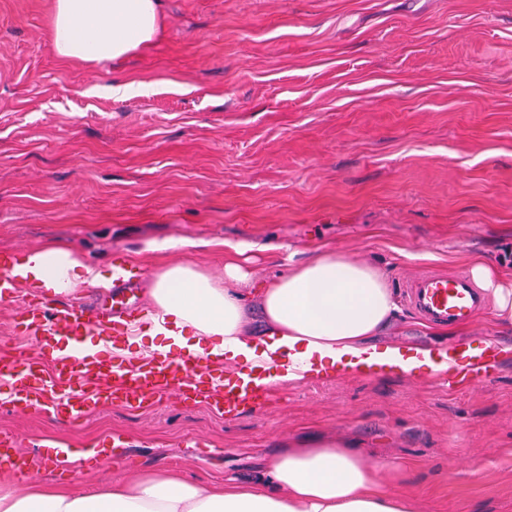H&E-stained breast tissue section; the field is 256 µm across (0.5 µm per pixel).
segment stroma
Wrapping results in <instances>:
<instances>
[{"instance_id": "stroma-1", "label": "stroma", "mask_w": 512, "mask_h": 512, "mask_svg": "<svg viewBox=\"0 0 512 512\" xmlns=\"http://www.w3.org/2000/svg\"><path fill=\"white\" fill-rule=\"evenodd\" d=\"M51 20L52 0H0V251L66 244L104 271L121 255L143 304L169 264L223 276L228 242L258 244L262 281L324 249L394 289L474 257L512 273V0H163L152 47L96 65L60 58ZM485 328L509 350L489 386L329 378L232 418L174 398L73 423L0 404V432L35 456L107 444L93 469L40 472L50 486L254 484L268 457L331 444L408 460L394 489L414 512H512V327L487 310L447 336L403 309L381 339Z\"/></svg>"}]
</instances>
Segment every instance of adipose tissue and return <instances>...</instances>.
<instances>
[{
    "mask_svg": "<svg viewBox=\"0 0 512 512\" xmlns=\"http://www.w3.org/2000/svg\"><path fill=\"white\" fill-rule=\"evenodd\" d=\"M52 38L59 56L88 64L123 59L150 46L161 26L159 0H53ZM248 243L227 245L224 277L175 263L155 276L145 318L149 350L157 340L182 354L208 356L226 367L269 362L258 382L272 386L337 375L358 360L387 358L404 370L434 367L430 350L404 357L378 339L395 320L399 300L385 271L350 254L324 250L289 266L271 282L253 280L242 263ZM15 272L27 287L69 294L82 285L109 286L111 274L63 246L29 251ZM471 276L500 322L512 324V278L491 261H471ZM265 329H251V303ZM401 461L369 464L348 448H292L274 456L268 485L217 492L176 478H145L121 492L75 483L61 493L0 486V512H410L390 475Z\"/></svg>",
    "mask_w": 512,
    "mask_h": 512,
    "instance_id": "1",
    "label": "adipose tissue"
}]
</instances>
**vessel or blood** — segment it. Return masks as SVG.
I'll return each instance as SVG.
<instances>
[{
  "instance_id": "1",
  "label": "vessel or blood",
  "mask_w": 512,
  "mask_h": 512,
  "mask_svg": "<svg viewBox=\"0 0 512 512\" xmlns=\"http://www.w3.org/2000/svg\"><path fill=\"white\" fill-rule=\"evenodd\" d=\"M14 266V255L1 252L0 301L20 302L26 336L33 345L51 353L52 363L47 366L30 358L0 356V387L9 390L12 407L70 422L115 400L138 409L173 397L191 398L224 418L245 410L259 414L272 402L268 388L254 385L257 368L253 365L229 374L202 358L174 357L163 350L139 363L116 353L105 356L90 347L88 337L109 330L123 335L136 323L134 305L124 300L126 290L134 286L135 275L124 263L112 264V302L108 305L82 298L20 301ZM401 288L407 308L426 323L471 324L484 308L480 289L465 274L427 272L403 281ZM501 359L490 336L470 337L449 346L441 384L451 391L491 384ZM100 453L97 447L76 450L56 446L47 455L35 457L21 450L16 435L0 434V457L22 477L40 473L48 463L66 471L72 468L74 458L88 461Z\"/></svg>"
}]
</instances>
